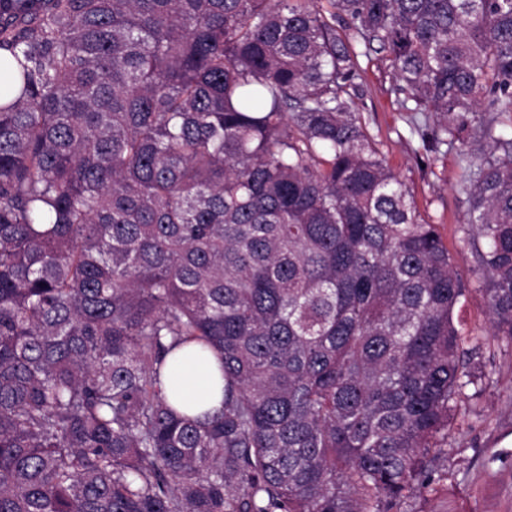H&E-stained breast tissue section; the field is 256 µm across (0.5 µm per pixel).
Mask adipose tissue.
Returning a JSON list of instances; mask_svg holds the SVG:
<instances>
[{"label": "adipose tissue", "instance_id": "adipose-tissue-1", "mask_svg": "<svg viewBox=\"0 0 512 512\" xmlns=\"http://www.w3.org/2000/svg\"><path fill=\"white\" fill-rule=\"evenodd\" d=\"M162 387L190 414L217 408L222 399L219 363L213 353L202 355L196 345L183 346L167 355Z\"/></svg>", "mask_w": 512, "mask_h": 512}]
</instances>
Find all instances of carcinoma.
I'll return each instance as SVG.
<instances>
[{
	"label": "carcinoma",
	"mask_w": 512,
	"mask_h": 512,
	"mask_svg": "<svg viewBox=\"0 0 512 512\" xmlns=\"http://www.w3.org/2000/svg\"><path fill=\"white\" fill-rule=\"evenodd\" d=\"M456 145L489 331L352 107ZM0 512H409L512 343V0H0ZM219 354L221 408L162 390Z\"/></svg>",
	"instance_id": "carcinoma-1"
}]
</instances>
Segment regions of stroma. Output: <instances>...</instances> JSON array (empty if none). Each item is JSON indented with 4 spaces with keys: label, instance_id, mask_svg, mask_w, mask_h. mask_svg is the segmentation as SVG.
Returning <instances> with one entry per match:
<instances>
[{
    "label": "stroma",
    "instance_id": "obj_1",
    "mask_svg": "<svg viewBox=\"0 0 512 512\" xmlns=\"http://www.w3.org/2000/svg\"><path fill=\"white\" fill-rule=\"evenodd\" d=\"M361 55L362 77L352 99L387 164L410 186L423 222L437 225L470 294L458 313L465 328H485L488 311L474 271L476 252L465 222L467 205L458 193L466 164L456 149L427 153L412 134L403 99L381 55ZM485 377L479 398L466 400L467 413L448 431V492L432 501L436 512H512V343L484 337L473 356Z\"/></svg>",
    "mask_w": 512,
    "mask_h": 512
}]
</instances>
